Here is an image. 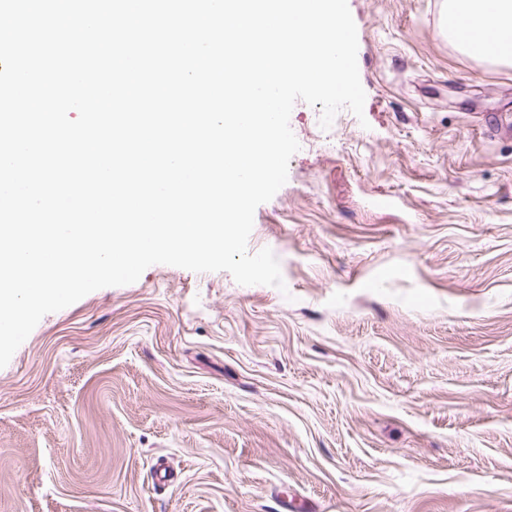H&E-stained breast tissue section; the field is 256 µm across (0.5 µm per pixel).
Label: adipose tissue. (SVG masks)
Returning <instances> with one entry per match:
<instances>
[{
	"label": "adipose tissue",
	"instance_id": "adipose-tissue-1",
	"mask_svg": "<svg viewBox=\"0 0 512 512\" xmlns=\"http://www.w3.org/2000/svg\"><path fill=\"white\" fill-rule=\"evenodd\" d=\"M441 32L464 54L475 38L485 46L483 61L512 65V0H445Z\"/></svg>",
	"mask_w": 512,
	"mask_h": 512
}]
</instances>
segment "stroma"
I'll list each match as a JSON object with an SVG mask.
<instances>
[{"instance_id":"1","label":"stroma","mask_w":512,"mask_h":512,"mask_svg":"<svg viewBox=\"0 0 512 512\" xmlns=\"http://www.w3.org/2000/svg\"><path fill=\"white\" fill-rule=\"evenodd\" d=\"M442 2L348 0L364 115L295 103L248 239L285 290L155 264L41 319L0 512H512V66Z\"/></svg>"}]
</instances>
